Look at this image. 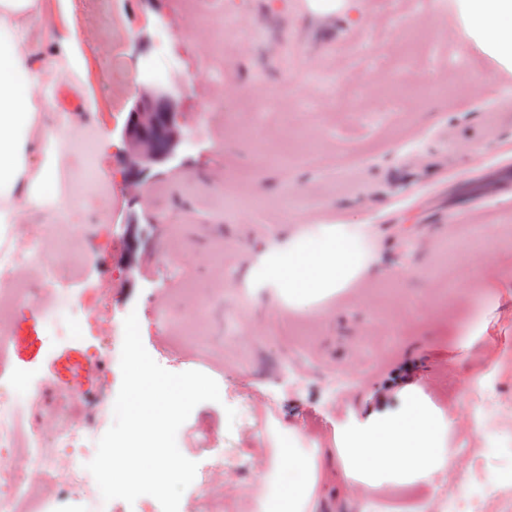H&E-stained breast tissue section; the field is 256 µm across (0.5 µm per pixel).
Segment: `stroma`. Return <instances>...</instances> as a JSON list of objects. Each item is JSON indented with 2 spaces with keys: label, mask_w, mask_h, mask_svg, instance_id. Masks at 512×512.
Masks as SVG:
<instances>
[{
  "label": "stroma",
  "mask_w": 512,
  "mask_h": 512,
  "mask_svg": "<svg viewBox=\"0 0 512 512\" xmlns=\"http://www.w3.org/2000/svg\"><path fill=\"white\" fill-rule=\"evenodd\" d=\"M236 35L210 21L227 0H70L52 39L76 36L85 63L70 89L68 168L94 160L105 196L68 224L43 227L62 250L55 276L85 313L7 302L9 367L19 401L42 381L36 423L93 422L122 380L123 321L171 372L215 379L177 433L182 454L223 463L224 512H258L255 482L277 448H331L386 384L416 385L450 421V450L469 448L419 487L368 498L322 468L314 512H444L448 491L512 512L501 479L512 439V73L467 40L455 0H362V13L320 15L309 0H240ZM182 89L187 143L132 192L121 133L143 68ZM447 95L391 102L395 84ZM505 196L455 214L457 184L481 160ZM368 225L384 272L357 297L312 317L249 267L277 228ZM456 257H449V248ZM201 346L179 345L191 329ZM235 409L228 420L227 409Z\"/></svg>",
  "instance_id": "35a3bbf8"
}]
</instances>
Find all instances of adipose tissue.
Returning <instances> with one entry per match:
<instances>
[{
  "label": "adipose tissue",
  "mask_w": 512,
  "mask_h": 512,
  "mask_svg": "<svg viewBox=\"0 0 512 512\" xmlns=\"http://www.w3.org/2000/svg\"><path fill=\"white\" fill-rule=\"evenodd\" d=\"M466 35L501 68L512 72V0H457ZM44 0H0V225L21 215L49 220L73 211L83 188L67 173L69 128L56 121L52 100L59 83L80 74L82 59L71 39L55 43L50 56L37 49L48 36ZM376 254L363 225L320 224L271 244L252 266L264 285L278 289L289 308L344 299L372 277ZM449 422L415 386L395 401L377 402L355 426L336 435V479L366 494H390L421 485L452 462ZM323 451L279 449L275 472L295 482L274 494L259 491V512H312Z\"/></svg>",
  "instance_id": "obj_1"
}]
</instances>
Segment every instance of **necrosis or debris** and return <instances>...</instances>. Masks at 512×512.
Returning <instances> with one entry per match:
<instances>
[{
    "label": "necrosis or debris",
    "instance_id": "4bbe7bcc",
    "mask_svg": "<svg viewBox=\"0 0 512 512\" xmlns=\"http://www.w3.org/2000/svg\"><path fill=\"white\" fill-rule=\"evenodd\" d=\"M41 237L38 228L18 236L13 227H6L0 237V297L29 299L17 274L37 260L45 272L44 294L38 302L48 310L67 303L70 294L57 287L53 269L58 256L43 249ZM97 442L96 427L83 423L59 427L42 437L25 407L17 403L14 383L0 380V455L11 459L10 465H0V512H67L71 502L84 503V512H109L85 468Z\"/></svg>",
    "mask_w": 512,
    "mask_h": 512
}]
</instances>
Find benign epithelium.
<instances>
[{
    "label": "benign epithelium",
    "mask_w": 512,
    "mask_h": 512,
    "mask_svg": "<svg viewBox=\"0 0 512 512\" xmlns=\"http://www.w3.org/2000/svg\"><path fill=\"white\" fill-rule=\"evenodd\" d=\"M179 87L160 79L142 85L122 131V158L132 189L153 168L176 158L185 141L178 107Z\"/></svg>",
    "instance_id": "7a95c632"
}]
</instances>
